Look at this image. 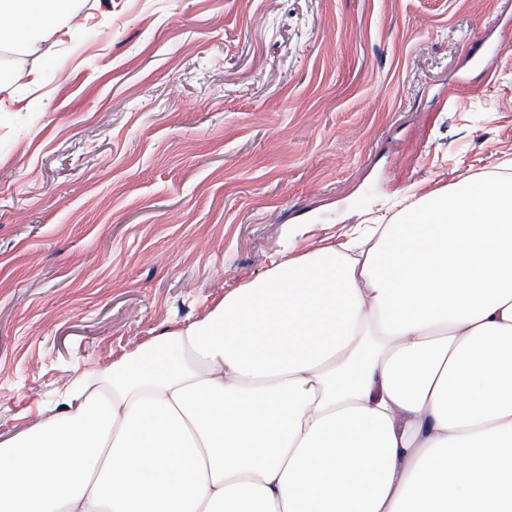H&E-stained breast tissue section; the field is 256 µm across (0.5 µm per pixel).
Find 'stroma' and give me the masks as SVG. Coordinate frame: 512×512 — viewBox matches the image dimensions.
<instances>
[{"instance_id":"35a3bbf8","label":"stroma","mask_w":512,"mask_h":512,"mask_svg":"<svg viewBox=\"0 0 512 512\" xmlns=\"http://www.w3.org/2000/svg\"><path fill=\"white\" fill-rule=\"evenodd\" d=\"M0 48V433L273 262L512 162V0H84Z\"/></svg>"}]
</instances>
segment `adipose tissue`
<instances>
[{"instance_id": "1", "label": "adipose tissue", "mask_w": 512, "mask_h": 512, "mask_svg": "<svg viewBox=\"0 0 512 512\" xmlns=\"http://www.w3.org/2000/svg\"><path fill=\"white\" fill-rule=\"evenodd\" d=\"M80 0H0V46ZM0 512H512V174L273 263L0 434Z\"/></svg>"}]
</instances>
